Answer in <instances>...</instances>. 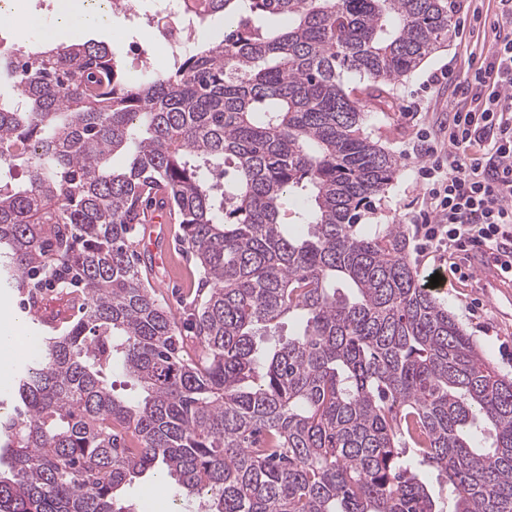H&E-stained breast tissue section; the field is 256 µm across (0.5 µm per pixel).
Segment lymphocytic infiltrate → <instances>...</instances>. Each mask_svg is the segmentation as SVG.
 Here are the masks:
<instances>
[{
    "label": "lymphocytic infiltrate",
    "mask_w": 512,
    "mask_h": 512,
    "mask_svg": "<svg viewBox=\"0 0 512 512\" xmlns=\"http://www.w3.org/2000/svg\"><path fill=\"white\" fill-rule=\"evenodd\" d=\"M490 27L481 65L463 80L441 70L462 102L448 112V145L421 138L413 153L426 157L419 176L422 209L419 252L484 250L500 275L512 281V0Z\"/></svg>",
    "instance_id": "f902f5d3"
}]
</instances>
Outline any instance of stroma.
<instances>
[{
	"label": "stroma",
	"mask_w": 512,
	"mask_h": 512,
	"mask_svg": "<svg viewBox=\"0 0 512 512\" xmlns=\"http://www.w3.org/2000/svg\"><path fill=\"white\" fill-rule=\"evenodd\" d=\"M483 22H473L465 10L453 13L448 45L427 58L408 78L395 86L384 111L373 113L363 131L372 139L401 158L400 169L383 194L374 198L358 213L357 224L361 232H372L382 224L404 225L407 235H414L413 225L407 218L418 210L421 201L416 172L423 159H405L401 152L418 133L431 134L443 140L439 124L448 113V101L453 93L447 83H428V76L441 66L454 64L457 73H466L479 66L483 47V23L494 20L497 13L495 0H484ZM92 40L110 46L120 54L128 70H135L139 62L132 48L141 41L142 29L135 22L117 15L108 30L93 32ZM142 270L178 320H185L190 312L189 288L199 277L196 265L182 251H175L169 269L153 267L143 261ZM438 301L447 306L469 336H472L493 371L512 377V317L506 310L512 305L504 291L487 293L479 288L476 279L454 280L447 287L433 291ZM175 484H159L152 477L135 479L124 489V496L140 512H182L181 502L175 501Z\"/></svg>",
	"instance_id": "obj_1"
}]
</instances>
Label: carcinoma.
Segmentation results:
<instances>
[{"mask_svg":"<svg viewBox=\"0 0 512 512\" xmlns=\"http://www.w3.org/2000/svg\"><path fill=\"white\" fill-rule=\"evenodd\" d=\"M183 3L236 22L137 82L89 41L0 56V288L73 273L86 299L0 413V512H138L123 489L158 469L192 512H512V378L420 285L402 225L356 230L399 169L369 105L446 46L448 0ZM150 208L202 272L190 362L132 242Z\"/></svg>","mask_w":512,"mask_h":512,"instance_id":"carcinoma-1","label":"carcinoma"}]
</instances>
